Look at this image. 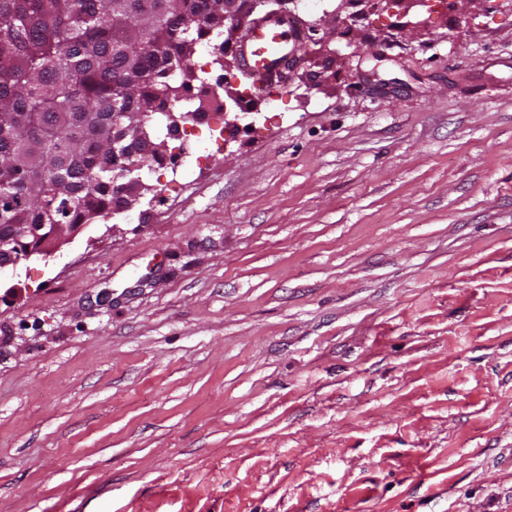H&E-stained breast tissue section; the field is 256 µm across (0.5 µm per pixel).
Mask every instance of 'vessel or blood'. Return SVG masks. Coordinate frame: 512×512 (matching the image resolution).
<instances>
[{"label": "vessel or blood", "instance_id": "1", "mask_svg": "<svg viewBox=\"0 0 512 512\" xmlns=\"http://www.w3.org/2000/svg\"><path fill=\"white\" fill-rule=\"evenodd\" d=\"M297 33V28L284 18L262 14L250 20L248 39L241 48L240 58L257 95H266L283 83L286 71L283 59Z\"/></svg>", "mask_w": 512, "mask_h": 512}]
</instances>
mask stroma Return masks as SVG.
<instances>
[{
    "instance_id": "35a3bbf8",
    "label": "stroma",
    "mask_w": 512,
    "mask_h": 512,
    "mask_svg": "<svg viewBox=\"0 0 512 512\" xmlns=\"http://www.w3.org/2000/svg\"><path fill=\"white\" fill-rule=\"evenodd\" d=\"M294 2L273 98L210 51L207 158L0 273V512H512V0Z\"/></svg>"
}]
</instances>
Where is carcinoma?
<instances>
[{
    "label": "carcinoma",
    "mask_w": 512,
    "mask_h": 512,
    "mask_svg": "<svg viewBox=\"0 0 512 512\" xmlns=\"http://www.w3.org/2000/svg\"><path fill=\"white\" fill-rule=\"evenodd\" d=\"M212 34L224 50V0H0V232L106 218L122 182L134 199ZM114 112L143 114L149 153L112 155Z\"/></svg>",
    "instance_id": "obj_1"
}]
</instances>
